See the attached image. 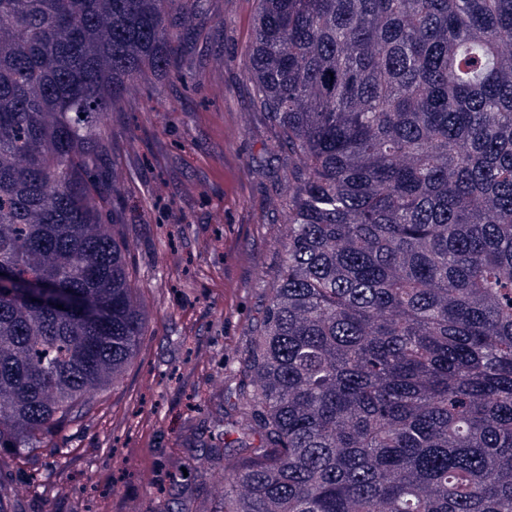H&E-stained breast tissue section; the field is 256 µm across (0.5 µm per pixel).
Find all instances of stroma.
I'll list each match as a JSON object with an SVG mask.
<instances>
[{
	"instance_id": "stroma-1",
	"label": "stroma",
	"mask_w": 512,
	"mask_h": 512,
	"mask_svg": "<svg viewBox=\"0 0 512 512\" xmlns=\"http://www.w3.org/2000/svg\"><path fill=\"white\" fill-rule=\"evenodd\" d=\"M257 0H200L180 29L193 53L110 112L98 188L118 206L146 321L121 379L53 451H0L7 512H163L199 489L224 494L203 439L230 400L227 365L249 346L288 226L272 180L288 155L252 107L245 76Z\"/></svg>"
}]
</instances>
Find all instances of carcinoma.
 Segmentation results:
<instances>
[{
  "instance_id": "carcinoma-1",
  "label": "carcinoma",
  "mask_w": 512,
  "mask_h": 512,
  "mask_svg": "<svg viewBox=\"0 0 512 512\" xmlns=\"http://www.w3.org/2000/svg\"><path fill=\"white\" fill-rule=\"evenodd\" d=\"M258 2L288 233L206 512H512V0ZM197 3L0 0V449L78 424L145 335L98 147Z\"/></svg>"
}]
</instances>
